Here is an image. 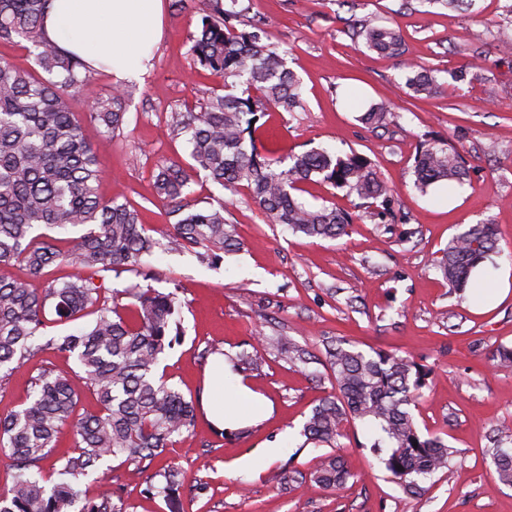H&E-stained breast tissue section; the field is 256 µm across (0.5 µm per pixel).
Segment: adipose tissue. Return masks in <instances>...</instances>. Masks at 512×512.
Wrapping results in <instances>:
<instances>
[{"mask_svg": "<svg viewBox=\"0 0 512 512\" xmlns=\"http://www.w3.org/2000/svg\"><path fill=\"white\" fill-rule=\"evenodd\" d=\"M162 0H52L44 19L46 37L93 68L110 67L116 80H136L149 67L162 36ZM210 382L208 413L216 429L242 423L241 408L262 411L247 387L227 395L230 371L217 361Z\"/></svg>", "mask_w": 512, "mask_h": 512, "instance_id": "obj_1", "label": "adipose tissue"}]
</instances>
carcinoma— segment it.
Here are the masks:
<instances>
[{"label":"carcinoma","mask_w":512,"mask_h":512,"mask_svg":"<svg viewBox=\"0 0 512 512\" xmlns=\"http://www.w3.org/2000/svg\"><path fill=\"white\" fill-rule=\"evenodd\" d=\"M48 8L49 0H0V40L27 42L35 63L28 71L0 61V268L19 263L27 272L25 278L0 274V372L7 377L45 350L72 356L77 377L95 392L99 410L77 413L80 396L70 376L48 366L39 369L23 407L0 416V455L13 470L11 488L0 493V512H127L110 488L84 498L81 481L104 479L100 470L109 457L136 466L161 457L194 426L196 406L156 372L161 355L182 335L177 291L136 285L109 298L105 274L138 273L142 258L157 250L194 249L201 260L216 264L221 252L238 249L239 242L224 206L198 208L192 202V176L178 165L159 167L154 179L156 197L174 218L164 230L143 224L130 203L99 197L97 149L70 106V95L90 81L92 68L44 35ZM198 14L190 48L194 63L223 84L200 109L170 112L168 125L185 139L192 169L225 190L246 188L269 223L308 238L337 239L353 223L334 204L313 207L301 200L303 184L313 180L378 200L383 214L393 215L391 189L369 159L325 148L281 157L258 143V121L268 112L303 108L301 81L272 41L268 21L249 16L240 0H199ZM356 34L381 54L397 55L403 46L399 32L367 19L359 21ZM497 34L503 51L512 54V5ZM445 84L419 65L407 77L418 95L436 94ZM125 99L121 88L95 99L90 120L114 135L125 122ZM388 115L389 107L376 103L360 120L379 128ZM412 173L414 187L425 193L436 183H463L467 169L456 147L435 140L418 152ZM42 227L85 232L63 251L55 237L39 232ZM496 249V226L472 224L451 238L438 269L449 288L464 292L473 269ZM54 265L75 272L41 292L32 288L30 280ZM121 296L129 303L120 304ZM88 316L92 320L77 330L40 343L47 328ZM260 344L305 361L304 350L287 336H262ZM326 359L332 391L313 407L303 436L332 447L344 421L359 420L371 428V452L403 492L425 491L427 480L457 453L441 437L422 436L416 426L410 406L427 387L428 372L393 353H365L343 338L327 345ZM65 426L72 430L74 450L54 459L55 479L49 480L44 462ZM504 437L505 431L496 430L489 456L498 479L512 485V448L503 447ZM350 477L345 461L327 453L308 473L285 472L280 485L291 490L309 479L336 489ZM181 485L182 473L168 464L149 477L146 492L176 512Z\"/></svg>","instance_id":"1"}]
</instances>
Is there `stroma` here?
Wrapping results in <instances>:
<instances>
[{"instance_id": "obj_1", "label": "stroma", "mask_w": 512, "mask_h": 512, "mask_svg": "<svg viewBox=\"0 0 512 512\" xmlns=\"http://www.w3.org/2000/svg\"><path fill=\"white\" fill-rule=\"evenodd\" d=\"M163 4V37L144 78L126 84L122 128L107 139L96 124L86 126L89 141L99 147L100 197L129 202L143 224L158 230L169 217L154 196L157 167L191 164L166 117L174 108L200 106L222 84L193 61L194 0L182 10L172 0ZM504 4L478 0L472 13L426 14L418 0H250L302 81L303 109L269 113V138L284 155L313 147L364 155L388 182L395 217L380 219L373 201L310 182L306 203L332 202L354 217L347 235L311 239L268 223L246 190L234 194L195 174L193 200L202 207L223 204L241 248L216 268L191 251L145 257L155 288L167 289L173 280L180 286L184 334L160 367L185 395L200 398L212 365L205 350L229 357L257 353L258 369L239 378L270 411L220 431L197 405L193 431L153 463L158 469L172 461L184 472L180 512H512V486L489 466L494 430L512 427V366L497 358L500 348H512V55L501 51L494 28ZM367 17L401 32L403 55H378L353 37V24ZM415 64L444 75L477 65L482 77L449 83L442 96H417L406 84ZM372 102L391 107L385 127L374 130L359 121L360 105ZM430 137L461 150L468 169L464 184L425 194L414 188V157ZM479 222L496 224L499 237L497 253L475 271L491 286L484 298L451 292L434 266L455 234ZM261 334L290 337L310 360L294 363L261 349ZM328 337L430 369L412 413L423 434L442 437L458 454L424 494L403 493L366 449L367 427L360 421L345 423L332 450L302 436L312 408L331 390L323 346ZM43 366L68 374L77 369L74 358L40 353L0 380V415L23 406L30 378ZM271 446L277 454L265 455ZM330 450L352 473L344 488L309 482L280 490L284 471H309ZM244 458L252 460L250 469H239ZM107 465L128 512H169L162 499L145 494L147 471L118 459ZM197 481L206 483L204 493L191 491Z\"/></svg>"}]
</instances>
